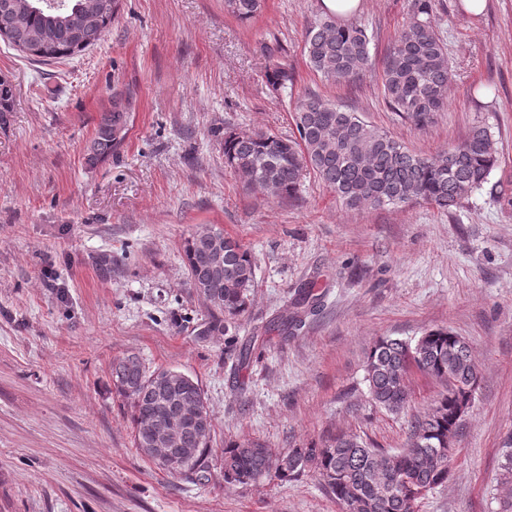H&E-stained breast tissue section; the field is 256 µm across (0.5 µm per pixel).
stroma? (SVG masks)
I'll list each match as a JSON object with an SVG mask.
<instances>
[{"label":"stroma","instance_id":"1","mask_svg":"<svg viewBox=\"0 0 512 512\" xmlns=\"http://www.w3.org/2000/svg\"><path fill=\"white\" fill-rule=\"evenodd\" d=\"M410 6L364 0L350 20L372 37L371 63L340 85L314 74L303 53L321 0H262L247 22L224 0H118L97 45L55 61L0 39V76L13 86L0 114V512H344L311 473L225 483V442L285 451L351 432L403 448L410 421L442 387L412 372L405 410L389 414L368 397L365 355L379 337L438 328L468 343L480 378L448 482L416 512H499L512 493L499 455L512 434V0H488L477 17L461 0H434L452 79L445 111L423 130L381 93ZM264 42L286 49L292 90L268 85ZM308 93L425 156L484 124L499 164L448 212L350 209L311 174L292 199L247 189L224 165V132L295 136L292 111ZM116 95L130 112L126 138L89 166ZM198 224L222 228L255 262L237 333L258 341L239 374L224 336L199 335L208 306L188 285L181 250ZM103 253L111 272L96 265ZM311 279L319 311L298 334L269 330ZM130 352L199 381L214 426L208 478L169 474L134 448L109 375Z\"/></svg>","mask_w":512,"mask_h":512}]
</instances>
